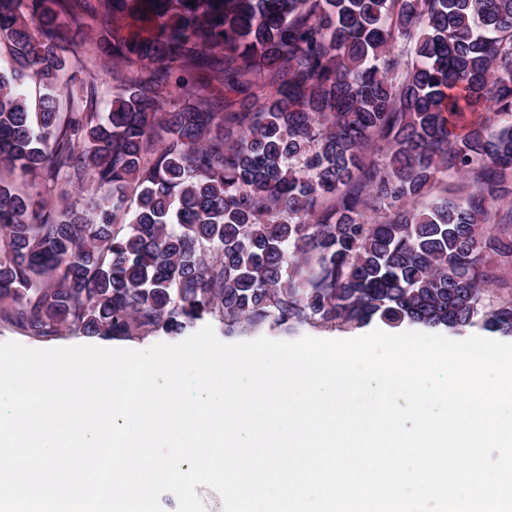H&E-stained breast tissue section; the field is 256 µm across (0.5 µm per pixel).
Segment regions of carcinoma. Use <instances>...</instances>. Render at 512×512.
Returning <instances> with one entry per match:
<instances>
[{
    "label": "carcinoma",
    "mask_w": 512,
    "mask_h": 512,
    "mask_svg": "<svg viewBox=\"0 0 512 512\" xmlns=\"http://www.w3.org/2000/svg\"><path fill=\"white\" fill-rule=\"evenodd\" d=\"M0 0V319L512 337V0ZM129 75L60 112L71 32ZM221 84L214 90L211 81ZM42 87L31 102L24 85ZM470 174L464 197H430ZM0 178L5 182H12L16 187L22 190L29 191L36 199L42 201L47 205L60 204L57 193L52 191L48 183L37 179L36 182L31 184L24 183L22 179L11 175L6 168H0ZM475 183L472 178H461L458 175L450 174L438 175L433 189V195H448V197L464 196L472 192Z\"/></svg>",
    "instance_id": "carcinoma-1"
}]
</instances>
